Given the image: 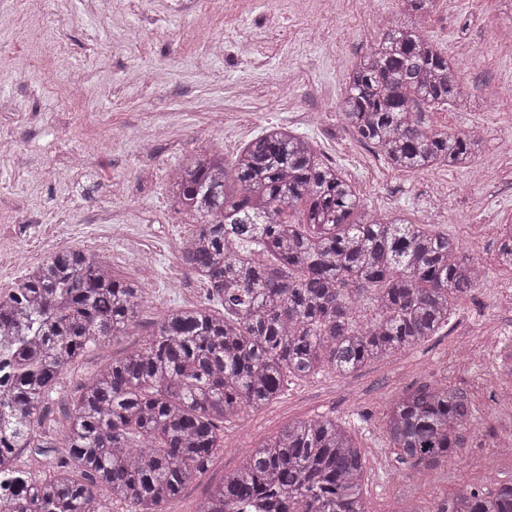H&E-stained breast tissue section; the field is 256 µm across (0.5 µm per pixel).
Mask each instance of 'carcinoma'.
Returning a JSON list of instances; mask_svg holds the SVG:
<instances>
[{"instance_id":"cac0c4a2","label":"carcinoma","mask_w":512,"mask_h":512,"mask_svg":"<svg viewBox=\"0 0 512 512\" xmlns=\"http://www.w3.org/2000/svg\"><path fill=\"white\" fill-rule=\"evenodd\" d=\"M399 2L406 20L384 22L346 74L342 124L395 170L468 168L479 133L435 128L422 112L472 96L458 63L414 22L439 0ZM171 187L194 219L181 259L220 308L170 310L85 382L56 442L31 432L45 403L87 349L138 317L143 291L104 257L64 249L24 278L22 296L0 297L10 379L0 437L14 456L55 448L64 459L45 478L0 467L9 512H108L98 488L123 512H166L205 474L225 421L268 404L289 376L356 372L428 340L448 325L452 301L486 280L457 240L369 210L339 168L286 128L230 163L218 149L186 157ZM497 260L512 268V224L501 225ZM478 414L466 393L424 384L393 400L384 429L400 463L430 468L458 454ZM363 473L343 425L299 420L210 486L197 512H370ZM434 512H512V484L462 490Z\"/></svg>"}]
</instances>
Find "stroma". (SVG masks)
Instances as JSON below:
<instances>
[{"instance_id": "obj_1", "label": "stroma", "mask_w": 512, "mask_h": 512, "mask_svg": "<svg viewBox=\"0 0 512 512\" xmlns=\"http://www.w3.org/2000/svg\"><path fill=\"white\" fill-rule=\"evenodd\" d=\"M120 24L88 0H0L14 12L12 32H0V132L17 145L0 159V241L22 258L66 248L104 251L115 275L143 290L145 309L106 348H92L73 365L47 401L38 434L58 437L80 386L111 358L142 344L151 325L173 306L206 303L197 280L166 293L158 286L176 263V245L192 232L168 191V174L182 156L220 147L232 159L270 126L307 136L351 182L369 181L366 206L383 216L457 239L487 272L481 288L457 300L437 336L357 372L289 378L281 396L224 425V446L202 482L188 486L167 512H196L209 483L236 469L257 445L288 423L331 417L350 429L365 460L362 492L371 512H431L435 502L465 488L512 484V407L493 400L508 383L500 368L512 344V270L497 262L498 227L512 224V159L498 143L511 133L512 0H441L418 25L442 51L472 41L485 56L465 67L475 91L467 104L431 110L432 125L484 132L477 161L485 182L464 169L400 172L344 129L336 110L347 69L367 53L380 31L352 8L312 16L325 38L308 43L283 0H226L224 11L203 13L202 0H124ZM255 37L251 60L237 58L235 39ZM223 41L211 57L204 39ZM295 62V88L283 89L284 57ZM163 68L165 80L152 78ZM84 70L89 93H65L68 69ZM124 183V195L105 188ZM129 224L153 254L140 270L129 243L110 227ZM467 392L479 410L466 446L448 464L415 470L400 464L383 424L398 393L422 384Z\"/></svg>"}]
</instances>
